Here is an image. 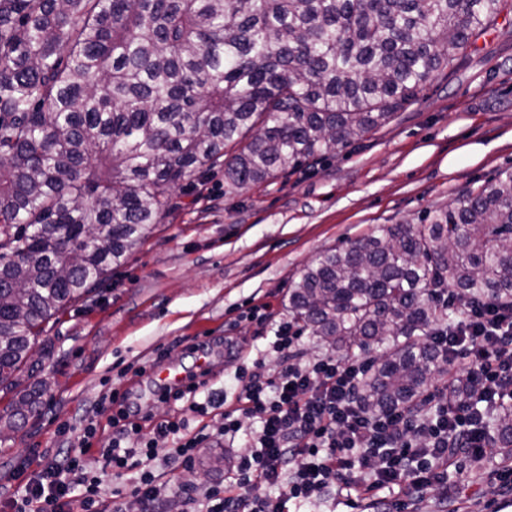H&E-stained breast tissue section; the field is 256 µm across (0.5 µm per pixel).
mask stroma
Segmentation results:
<instances>
[{"label": "stroma", "mask_w": 512, "mask_h": 512, "mask_svg": "<svg viewBox=\"0 0 512 512\" xmlns=\"http://www.w3.org/2000/svg\"><path fill=\"white\" fill-rule=\"evenodd\" d=\"M512 168V13L437 72L418 101L378 131L323 162L286 169L270 182L224 190L215 167L183 182L154 232L83 301L69 306L40 337L47 348L37 380L47 385L40 414L0 443V497L46 467L66 442L57 429L78 424L110 389H126L128 372L167 354L177 370H195L190 344L204 336L247 339L240 361L216 354L214 393L231 388L237 367L263 359L273 373L274 324L288 317V288L322 250L373 226L417 221L473 185ZM267 320L244 319L249 308ZM246 441L212 442L192 467L159 459L163 479L211 483L247 455ZM462 497L494 512L490 465L460 459Z\"/></svg>", "instance_id": "obj_1"}]
</instances>
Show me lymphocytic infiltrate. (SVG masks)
<instances>
[{
    "instance_id": "1",
    "label": "lymphocytic infiltrate",
    "mask_w": 512,
    "mask_h": 512,
    "mask_svg": "<svg viewBox=\"0 0 512 512\" xmlns=\"http://www.w3.org/2000/svg\"><path fill=\"white\" fill-rule=\"evenodd\" d=\"M297 328L280 322L272 347L278 371L237 369L241 387L220 415L208 421L217 401L209 388L210 371L191 375L158 401L186 406L187 415L156 419L113 391L93 406L76 434L79 449L60 466L34 474L19 485L6 506L9 512H127L119 495H106L92 472L88 454L99 431V416L112 427L111 443L100 449L104 467L119 473L137 470L129 489L141 512H163L178 499L181 512H286L288 502L311 503L343 494L366 502L370 512H419L434 486L444 488L443 503L453 512H472L449 480L466 454L479 464L495 455L496 444L483 413L469 399H449L445 386H434L423 408L395 407L374 412L356 397L364 364L354 357L327 354L304 360ZM453 363L462 365L469 387L495 408L512 406V311L478 301L469 303L461 327L436 337ZM260 428L248 429L250 420ZM153 436L142 440L144 427ZM250 432V455L241 458L224 480L205 485L162 482L155 474L160 442L181 463H191L210 438L235 441Z\"/></svg>"
}]
</instances>
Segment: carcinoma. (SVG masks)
Wrapping results in <instances>:
<instances>
[{
	"instance_id": "carcinoma-1",
	"label": "carcinoma",
	"mask_w": 512,
	"mask_h": 512,
	"mask_svg": "<svg viewBox=\"0 0 512 512\" xmlns=\"http://www.w3.org/2000/svg\"><path fill=\"white\" fill-rule=\"evenodd\" d=\"M508 0H0V389L39 413L28 353L152 234L171 195L230 190L347 148L419 99ZM458 304L448 302V289ZM512 309V170L413 223L321 252L288 321L367 356L357 399L417 407L462 375L427 337L462 306ZM512 459V414L489 420Z\"/></svg>"
}]
</instances>
